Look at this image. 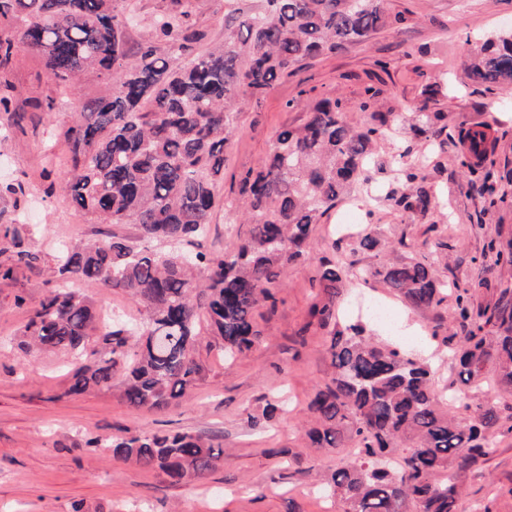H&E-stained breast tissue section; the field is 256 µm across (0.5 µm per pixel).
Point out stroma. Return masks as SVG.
<instances>
[{
	"label": "stroma",
	"instance_id": "stroma-1",
	"mask_svg": "<svg viewBox=\"0 0 512 512\" xmlns=\"http://www.w3.org/2000/svg\"><path fill=\"white\" fill-rule=\"evenodd\" d=\"M124 6L135 16L130 37L138 43L152 37L156 18L173 4L125 0ZM389 9H407L411 16L368 42L301 62L259 104L238 113L225 154L220 202L198 251L212 256L230 245L225 229L236 216L223 201L235 197L240 175L268 153L281 127L303 122L305 114L297 106L301 96H341L348 119L360 123L365 119L358 110L361 93L376 81L383 109L412 112L422 101V89L440 70L460 73L473 38L512 27V0H389ZM380 61L386 62L387 72L379 80ZM99 91L94 82L59 86L24 51L0 73V97L26 108L20 124L0 120V188H16L12 194L0 191V267L13 270L12 277L0 278V512H72L76 505L82 512H343L339 500H324L314 492L341 456L311 447L305 436L307 403L331 375L326 332L310 317L319 292L315 267L322 258L339 254L355 268L374 269L396 254L426 255L442 239L448 243V278L462 286L489 278L490 287L479 291L486 301L492 285L512 283V266L495 268L487 276L479 261L484 243L497 232H512V203L475 220L478 194L458 168L455 149H448L441 157L440 178L447 212L437 217L431 231L385 201L392 173L373 170L369 200L376 248L354 250L352 240L335 234L344 216L357 224L363 221L356 201L339 202L318 225L308 262L283 269L275 290L277 309L257 316L262 336L246 355L224 361L218 337L202 336L195 353L202 367L199 380L162 411L129 405L115 388L73 394L69 387L75 365L67 353H25L18 342L31 306L58 283L59 242L74 246L97 236V225L70 203L62 178L69 168L64 133L73 114ZM34 99L41 101V109L28 108ZM442 108L452 126L506 120L494 161L512 167V95L472 86L443 100ZM8 228L15 230L21 246L4 237ZM20 248L37 255L34 267L17 262ZM21 297L26 300L22 306L17 303ZM366 301L392 310L404 328L397 344L410 352L429 349L436 362V389L457 392L452 412L469 420L484 396L460 382L445 346L431 337L438 324L447 322L449 307L413 309L375 281L353 288L344 307L353 313ZM273 400L283 402L284 409L263 420L262 411ZM158 431L217 438L224 456L204 478L174 484L161 472L85 445L92 437ZM465 494L467 503L512 512V435L501 436L496 453L467 473Z\"/></svg>",
	"mask_w": 512,
	"mask_h": 512
}]
</instances>
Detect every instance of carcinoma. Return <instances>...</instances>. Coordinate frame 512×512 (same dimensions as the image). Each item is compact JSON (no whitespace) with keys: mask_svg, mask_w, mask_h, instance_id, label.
I'll return each instance as SVG.
<instances>
[{"mask_svg":"<svg viewBox=\"0 0 512 512\" xmlns=\"http://www.w3.org/2000/svg\"><path fill=\"white\" fill-rule=\"evenodd\" d=\"M123 0H0V71L20 49L35 56L45 74L63 86L105 84L87 100L65 132L71 166L64 177L70 202L96 224H133L139 248L116 232L82 246L59 249L58 273L69 282L34 306L21 348L63 350L81 360L70 393L110 389L124 370L122 398L149 409L169 406L194 385L201 367L193 351L201 323L221 339L227 360L249 351L261 336L256 315L276 310L271 288L282 267L303 263L321 219L368 181L378 145L389 135L401 146L389 157L400 186L392 208L424 221L444 208L438 183L427 171L448 141L459 145L458 165L482 173L476 218L512 203V169L494 172L487 162L497 139L488 122L448 128L438 108L452 87L428 84L423 102L399 119L378 110L381 89L364 88L358 110L368 120L344 117L340 98L306 105V118L278 131L267 155L239 181L234 200L247 237L208 259L178 245L203 237L211 223L238 112L261 99L270 84L306 58L334 54L407 21L387 0H227L224 42L201 53L204 34L192 29V0L156 25V38L130 43L132 17ZM466 78L486 92L512 90V30L488 36L464 64ZM429 142L416 154L412 142ZM448 243L429 255L403 257L373 271H353L336 258L316 268L322 297L311 317L329 330L332 377L307 404V437L314 448H350L354 459L336 468L325 490L344 512H462L463 479L495 453L501 430L512 433L488 396L467 424L439 397L430 363L379 341L362 316L336 320L342 288L353 274L375 277L418 310L453 297L457 331L443 337L463 382L477 389L493 374L497 391L512 395V287L491 300L476 291L482 278L462 287L437 274ZM482 255L512 265V237L492 238ZM122 288L144 310L139 323L100 324L80 286ZM145 470L174 482L201 478L221 459V444L188 433H152L89 439Z\"/></svg>","mask_w":512,"mask_h":512,"instance_id":"1","label":"carcinoma"}]
</instances>
